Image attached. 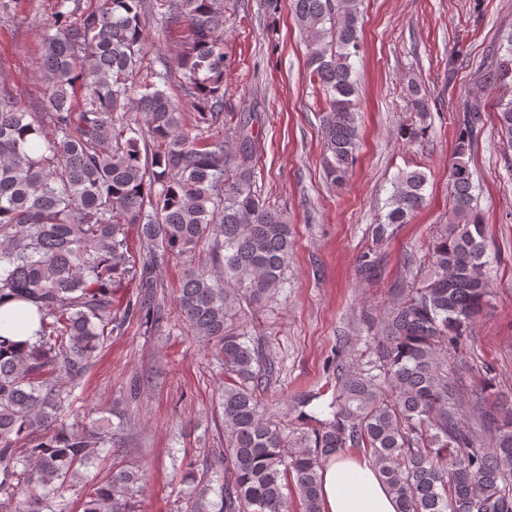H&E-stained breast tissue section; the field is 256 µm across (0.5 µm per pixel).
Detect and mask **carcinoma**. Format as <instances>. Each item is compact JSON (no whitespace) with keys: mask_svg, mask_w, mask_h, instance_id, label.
<instances>
[{"mask_svg":"<svg viewBox=\"0 0 512 512\" xmlns=\"http://www.w3.org/2000/svg\"><path fill=\"white\" fill-rule=\"evenodd\" d=\"M58 0L39 73L45 111L29 112L0 91V307L33 305L36 341L0 336V512H136L144 466L118 467L96 487L80 472L123 448L105 418L69 421L76 390L97 351L131 318L153 326L163 268L187 264L174 301L191 335L224 370L218 406L226 448L224 481L213 472L187 479L189 512H321L320 471L348 448L377 468L399 512H512V412L489 402L492 381L466 384L448 372V352L489 304L485 227L474 205L465 157L482 123L474 100L460 118L449 170L455 220L429 249L427 278L400 289L381 316L366 361L336 364L330 418L302 411L305 425L284 433L261 395L275 367L259 342L233 325L237 304L260 306L287 284L292 249L287 217L253 190L252 136L234 131L231 148L210 133L224 128V0H100L80 16ZM309 43L310 78L326 92L321 115L330 181H346L359 130L351 58L360 40V0H292ZM184 28L177 58L185 113L161 86L166 71L143 70L145 15ZM507 57L484 83L512 84ZM84 91L74 104L76 89ZM147 116L136 127L129 107ZM501 135L512 143V98L498 103ZM426 174L397 175L377 243L425 202ZM379 253L358 272L377 277ZM129 281L135 300L113 308ZM218 501L208 498L209 493Z\"/></svg>","mask_w":512,"mask_h":512,"instance_id":"1","label":"carcinoma"}]
</instances>
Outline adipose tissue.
<instances>
[{
  "label": "adipose tissue",
  "mask_w": 512,
  "mask_h": 512,
  "mask_svg": "<svg viewBox=\"0 0 512 512\" xmlns=\"http://www.w3.org/2000/svg\"><path fill=\"white\" fill-rule=\"evenodd\" d=\"M322 512H398L395 496L361 456L339 455L321 471Z\"/></svg>",
  "instance_id": "ef3b65f1"
}]
</instances>
